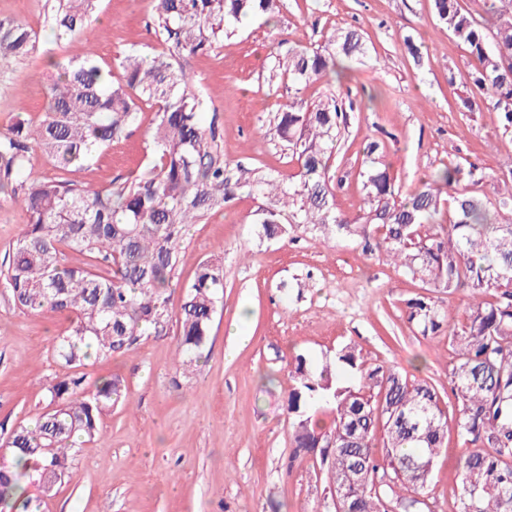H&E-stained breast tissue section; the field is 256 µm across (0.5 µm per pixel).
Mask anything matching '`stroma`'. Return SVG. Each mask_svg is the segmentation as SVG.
I'll list each match as a JSON object with an SVG mask.
<instances>
[{"label": "stroma", "instance_id": "stroma-1", "mask_svg": "<svg viewBox=\"0 0 512 512\" xmlns=\"http://www.w3.org/2000/svg\"><path fill=\"white\" fill-rule=\"evenodd\" d=\"M56 0H0V18L26 23L40 37L38 53L0 74V128L17 112L38 119L47 107L53 61L94 51L101 65L127 52L148 55L157 46L151 0H98L91 28L56 39L50 25ZM364 34L368 56L350 80L351 113L333 156L338 212L359 214L358 173L364 139L380 142V155L401 192L414 190L442 164L467 160L483 179L477 192L499 197L497 173L512 157V133L498 127L486 100L464 104L478 65L442 28L432 0H281L275 21L249 18L210 52L181 57L199 94L202 126H216L231 167L260 168L281 179L298 170L273 118L288 99L270 81L281 40L317 48L334 29ZM423 53L415 66L403 38ZM376 101H369V94ZM156 106L145 105L127 136L100 150L82 169L59 172L41 152L30 156L34 178L66 177L82 186L115 187L147 172ZM267 198L241 187L223 209L192 225L176 278L189 283L199 262L222 258L224 292L209 339L193 371L175 358L177 327L141 337L126 353L90 366L91 377L123 379L129 401L104 416L100 440L84 443L74 467L39 512H318L325 495L319 459L295 455L288 414L290 369L297 355L334 361L352 343L366 363L421 365L422 376L448 391L453 351L447 336H421L408 322L406 303L424 295L419 281L382 256L364 254L352 241L320 231L268 239L258 222ZM66 321L23 313L0 287V439L44 412L45 386L64 369L50 342ZM247 336L234 343L233 333ZM460 447L449 439L431 482L439 512H455Z\"/></svg>", "mask_w": 512, "mask_h": 512}]
</instances>
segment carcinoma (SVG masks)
Returning a JSON list of instances; mask_svg holds the SVG:
<instances>
[{"label":"carcinoma","mask_w":512,"mask_h":512,"mask_svg":"<svg viewBox=\"0 0 512 512\" xmlns=\"http://www.w3.org/2000/svg\"><path fill=\"white\" fill-rule=\"evenodd\" d=\"M97 0H59L53 17L62 39L91 24ZM279 0H152L161 50L145 58L117 59L119 77L93 55L56 61L47 112L37 121L19 114L0 131V194H14L26 215L0 284L14 305L33 315H63L64 330L52 356L68 373L45 386L47 411L0 442V512H39L25 495L24 477L50 493L68 475L85 442L98 439L100 421L128 401L118 377L88 379L86 366L130 351L138 340L170 321L178 325V356L189 367L200 358L224 288L219 260H204L193 281L174 282L186 231L224 207L242 176L224 160L219 134L203 129L201 102L179 64L235 35L247 16L274 18ZM498 19L487 30L458 0H433L435 14L479 62L470 76L490 99L499 127L512 132V0H486ZM37 50L25 23L0 18V66ZM355 29H335L321 50L301 45L276 57L273 75L288 81V102L277 113V136L291 147L298 171L264 210L265 237L286 238L320 226L337 240L393 260L426 289L460 294L465 322L426 295L406 303L407 319L422 336L448 334L454 359L448 370L456 405L445 406L436 384L395 366L367 365L356 345L336 352L334 364L312 366L298 355L288 394L294 455L319 457L328 489L340 492L334 509L379 512L388 502L418 512L438 458L447 452L448 422L465 453L456 461L457 512H512V221L496 224L468 184L476 168L450 162L402 197L389 167L376 158L380 143L368 138L359 172L366 208L354 218L336 212L329 162L355 101L330 92L307 105L301 90L324 79L342 80L350 63L367 56ZM158 106L151 135L150 174L117 188L84 189L67 179L26 177L30 152L40 150L63 170L83 168L102 147L121 139L137 120L140 103ZM507 195L496 208L512 213V164L500 171ZM448 191L449 223L425 232L440 215ZM68 249L88 257L83 267L62 262ZM182 289L178 312L172 290ZM318 404L333 421L320 426Z\"/></svg>","instance_id":"carcinoma-1"}]
</instances>
